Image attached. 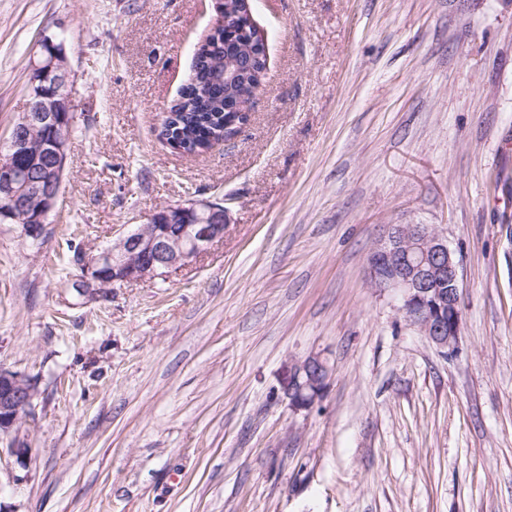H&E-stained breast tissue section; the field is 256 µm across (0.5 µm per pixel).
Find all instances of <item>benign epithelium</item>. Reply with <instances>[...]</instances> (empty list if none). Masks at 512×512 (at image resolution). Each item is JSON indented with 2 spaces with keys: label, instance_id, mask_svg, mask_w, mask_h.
I'll return each instance as SVG.
<instances>
[{
  "label": "benign epithelium",
  "instance_id": "benign-epithelium-1",
  "mask_svg": "<svg viewBox=\"0 0 512 512\" xmlns=\"http://www.w3.org/2000/svg\"><path fill=\"white\" fill-rule=\"evenodd\" d=\"M238 14L248 19L231 22L223 0H214L212 33L236 30L252 39L261 32L252 17L250 0H239ZM51 48L32 65L38 78L29 82L26 106L12 125L0 149V223L27 218L26 231L36 237L53 211L62 186L69 142L65 134L73 112V84L63 49L46 38ZM53 131L43 145V157L52 175L38 176L29 165L33 135ZM227 211L218 202L189 200L156 211L149 223L121 237L91 256L83 266L79 290L93 298L114 284L158 278L186 266L215 240L224 237ZM372 285L400 297V311L443 353L455 350L461 333L462 307L458 262L448 241L427 224H390L388 232L367 257ZM331 369L319 355L305 358L295 368L288 398L296 408L311 409L322 398ZM38 393L34 378L0 368V432L12 429L32 414Z\"/></svg>",
  "mask_w": 512,
  "mask_h": 512
}]
</instances>
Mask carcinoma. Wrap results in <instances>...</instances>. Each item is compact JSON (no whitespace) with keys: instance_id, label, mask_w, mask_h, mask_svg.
Listing matches in <instances>:
<instances>
[{"instance_id":"carcinoma-1","label":"carcinoma","mask_w":512,"mask_h":512,"mask_svg":"<svg viewBox=\"0 0 512 512\" xmlns=\"http://www.w3.org/2000/svg\"><path fill=\"white\" fill-rule=\"evenodd\" d=\"M226 58L254 60L253 73L228 93L219 80ZM266 62V48L260 40L251 43L240 35L227 39L222 34L211 36L210 43L202 44L195 52L191 77L171 106L172 118L160 127L159 136L172 148L184 149L186 154L208 151L212 143L224 138V125L235 119V115L224 111V100H249L254 94L253 81L265 69Z\"/></svg>"}]
</instances>
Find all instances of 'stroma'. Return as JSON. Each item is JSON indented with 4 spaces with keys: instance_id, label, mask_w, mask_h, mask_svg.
<instances>
[{
    "instance_id": "stroma-1",
    "label": "stroma",
    "mask_w": 512,
    "mask_h": 512,
    "mask_svg": "<svg viewBox=\"0 0 512 512\" xmlns=\"http://www.w3.org/2000/svg\"><path fill=\"white\" fill-rule=\"evenodd\" d=\"M214 17L0 0V142L43 37L77 116L40 234L0 224V367L38 384L0 432V512H512V0H255L250 119L186 156L160 119ZM188 200L227 209L196 261L77 292L83 259ZM390 224L456 256L453 354L369 282ZM311 355L331 378L297 410ZM331 369L327 361L318 355L305 358L295 368L293 381L288 387V398L296 408L311 409L322 398Z\"/></svg>"
}]
</instances>
